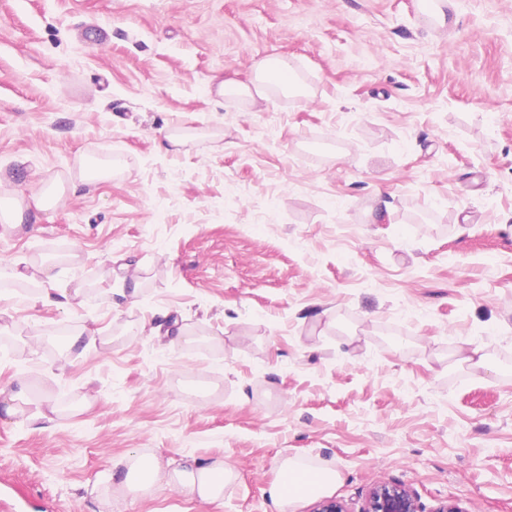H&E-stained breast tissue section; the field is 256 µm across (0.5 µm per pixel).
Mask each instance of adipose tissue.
I'll list each match as a JSON object with an SVG mask.
<instances>
[{"label": "adipose tissue", "instance_id": "obj_1", "mask_svg": "<svg viewBox=\"0 0 512 512\" xmlns=\"http://www.w3.org/2000/svg\"><path fill=\"white\" fill-rule=\"evenodd\" d=\"M218 95L227 98H264L271 85H278L286 93H301L302 87L297 82L287 60L279 57H263L253 64V79L250 84L234 80L216 78ZM112 489L127 493L131 488V477H138L142 482L156 486H173L203 501H213L221 497L227 482L233 481L235 474L223 461L188 457L183 459L180 470L166 474L157 458L150 457L140 461L135 472H128L125 460L112 464Z\"/></svg>", "mask_w": 512, "mask_h": 512}]
</instances>
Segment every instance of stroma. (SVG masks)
<instances>
[{
    "mask_svg": "<svg viewBox=\"0 0 512 512\" xmlns=\"http://www.w3.org/2000/svg\"><path fill=\"white\" fill-rule=\"evenodd\" d=\"M265 56L303 95L216 96ZM51 187L0 235V512H278L289 458L512 512V0H0V210ZM135 455L236 478L113 493ZM124 168V162L122 160H108L105 163H94L85 167L82 175V181L84 183H93L102 179L112 177L116 172L121 171Z\"/></svg>",
    "mask_w": 512,
    "mask_h": 512,
    "instance_id": "stroma-1",
    "label": "stroma"
}]
</instances>
